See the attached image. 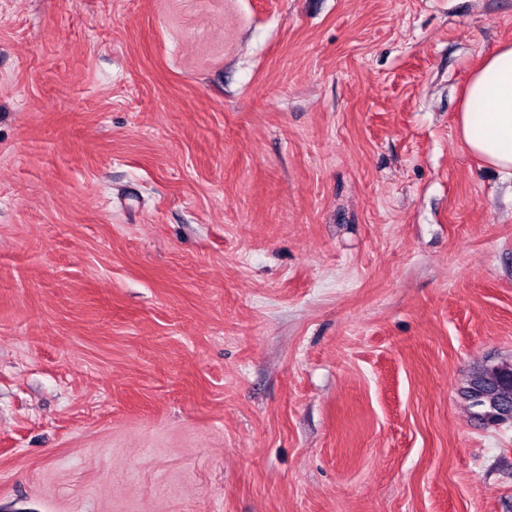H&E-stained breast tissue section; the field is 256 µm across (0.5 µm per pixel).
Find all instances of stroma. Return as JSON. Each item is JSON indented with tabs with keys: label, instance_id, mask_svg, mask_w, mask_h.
I'll return each mask as SVG.
<instances>
[{
	"label": "stroma",
	"instance_id": "stroma-1",
	"mask_svg": "<svg viewBox=\"0 0 512 512\" xmlns=\"http://www.w3.org/2000/svg\"><path fill=\"white\" fill-rule=\"evenodd\" d=\"M512 0H0V512H512ZM456 131L472 155L512 177V43L501 44L471 72ZM499 366L493 369L492 365ZM512 372L511 363H485L474 367L462 391L476 419L498 418L512 405V381L503 379L504 372Z\"/></svg>",
	"mask_w": 512,
	"mask_h": 512
}]
</instances>
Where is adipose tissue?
<instances>
[{
    "instance_id": "obj_1",
    "label": "adipose tissue",
    "mask_w": 512,
    "mask_h": 512,
    "mask_svg": "<svg viewBox=\"0 0 512 512\" xmlns=\"http://www.w3.org/2000/svg\"><path fill=\"white\" fill-rule=\"evenodd\" d=\"M456 131L472 155L512 177V43L501 44L471 72Z\"/></svg>"
}]
</instances>
